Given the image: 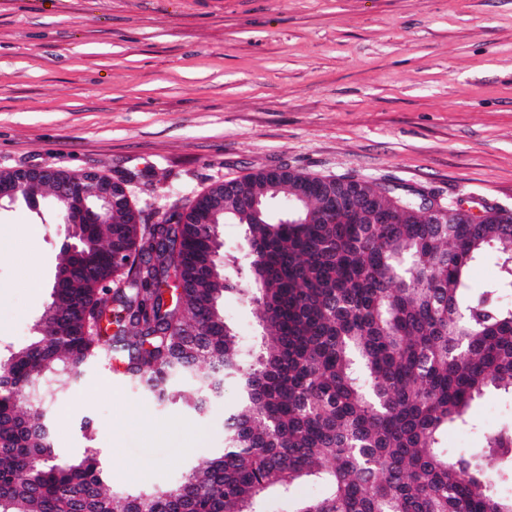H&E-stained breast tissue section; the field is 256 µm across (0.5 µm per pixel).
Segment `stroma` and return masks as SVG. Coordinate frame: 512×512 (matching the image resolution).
I'll return each instance as SVG.
<instances>
[{
  "label": "stroma",
  "mask_w": 512,
  "mask_h": 512,
  "mask_svg": "<svg viewBox=\"0 0 512 512\" xmlns=\"http://www.w3.org/2000/svg\"><path fill=\"white\" fill-rule=\"evenodd\" d=\"M129 181L146 223L218 182L288 167L512 209V0H0V172ZM0 208V357L50 300L65 236L51 193ZM236 381L201 412L102 363L56 401L62 458L112 488L170 487L223 447ZM465 447L512 424L470 409Z\"/></svg>",
  "instance_id": "35a3bbf8"
}]
</instances>
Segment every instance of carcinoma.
<instances>
[{
	"label": "carcinoma",
	"mask_w": 512,
	"mask_h": 512,
	"mask_svg": "<svg viewBox=\"0 0 512 512\" xmlns=\"http://www.w3.org/2000/svg\"><path fill=\"white\" fill-rule=\"evenodd\" d=\"M308 181L230 185L268 205ZM349 187L377 209L338 224L301 201L278 218L224 214L243 228L233 276L194 273L209 251L193 223L203 196L155 224L109 213L80 257L62 250L67 287L0 361V512H264L273 496L290 512H512L511 426L467 456L442 443L486 391L512 394V223L426 224L418 190ZM118 247L128 263H112ZM487 259L499 273L476 294L469 271ZM227 293L252 306L260 341L227 321ZM103 350L160 404L200 411L238 379L220 454L135 492L110 489L93 448L60 459L55 401ZM310 480L324 494L293 500Z\"/></svg>",
	"instance_id": "1"
}]
</instances>
